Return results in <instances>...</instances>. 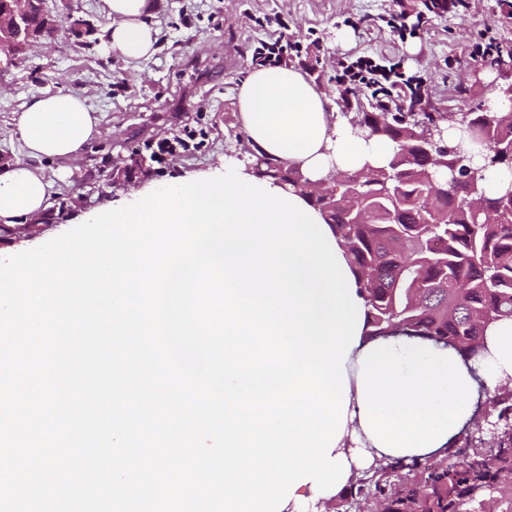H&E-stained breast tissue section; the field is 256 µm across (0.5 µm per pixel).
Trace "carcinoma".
Instances as JSON below:
<instances>
[{"label": "carcinoma", "mask_w": 512, "mask_h": 512, "mask_svg": "<svg viewBox=\"0 0 512 512\" xmlns=\"http://www.w3.org/2000/svg\"><path fill=\"white\" fill-rule=\"evenodd\" d=\"M429 112H356L349 124L366 134L396 144L392 160L376 168V178L355 200L373 220L353 224L344 205L345 191L336 194L331 227L342 241L352 270L364 292L370 335L402 328L409 335L468 346L477 354L488 324L512 318V181L486 192L485 208H468L471 172L500 167L512 173V160L502 147L512 143V121L497 112H474L470 124L492 126V135L465 145L468 156L448 155L458 180L443 192L448 223L423 219L436 167L418 146ZM512 469V436L476 450L450 468L426 467L424 475L395 492L376 485L386 501L384 512H450L454 497L473 483Z\"/></svg>", "instance_id": "cac0c4a2"}]
</instances>
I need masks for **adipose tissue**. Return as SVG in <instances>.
<instances>
[{"label":"adipose tissue","instance_id":"ef3b65f1","mask_svg":"<svg viewBox=\"0 0 512 512\" xmlns=\"http://www.w3.org/2000/svg\"><path fill=\"white\" fill-rule=\"evenodd\" d=\"M108 22L101 33L107 50L126 63L147 59L158 31L152 24L156 0H104ZM328 98L296 68L265 66L248 73L238 98L241 128L248 142L299 170L311 181L331 169L359 171L384 165L392 142L367 141L329 112ZM15 131L23 159L0 167V224L37 220L54 183L43 161L81 158L101 134L100 119L77 93L32 98L17 112ZM485 347L472 360L489 390L512 386V319L491 323ZM350 405L344 435L336 446L351 473L376 457L412 462L445 453L470 418L472 381L459 356L428 341L360 339L345 362Z\"/></svg>","mask_w":512,"mask_h":512}]
</instances>
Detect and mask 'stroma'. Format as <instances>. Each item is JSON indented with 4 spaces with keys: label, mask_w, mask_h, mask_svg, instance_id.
<instances>
[{
    "label": "stroma",
    "mask_w": 512,
    "mask_h": 512,
    "mask_svg": "<svg viewBox=\"0 0 512 512\" xmlns=\"http://www.w3.org/2000/svg\"><path fill=\"white\" fill-rule=\"evenodd\" d=\"M45 8L88 19L97 33L84 42L33 48L21 62L0 51V157L11 163L22 157L12 118L35 96H85L101 120V135L68 168L46 163L56 199L71 207L64 218L21 227L1 240L0 258L35 248L143 187L223 167L228 157L261 159L239 126L237 105L240 85L255 66L251 48L259 43L283 34L300 43L301 52H289L285 66L300 69L337 113L374 103L367 92L343 103L336 84L342 59L369 56L422 78L420 111L448 113L485 107L493 83L505 75L490 58L472 57L473 47L491 38L497 46L512 45V18L504 17L500 0L432 11L425 0H160L156 51L132 66L108 55L101 42L103 0H45ZM392 13L400 14L404 34L387 25ZM180 119L200 132L198 149L153 162L151 174L129 186H108L113 163L147 153ZM455 512H512V476L478 482L457 500Z\"/></svg>",
    "instance_id": "1"
}]
</instances>
